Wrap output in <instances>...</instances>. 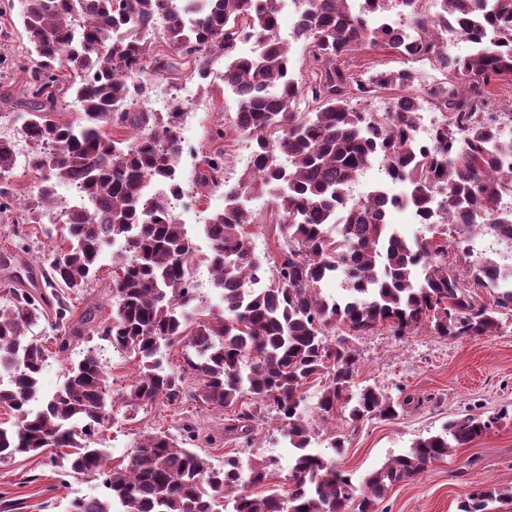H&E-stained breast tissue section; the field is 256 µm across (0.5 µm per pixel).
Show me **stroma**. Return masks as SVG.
I'll use <instances>...</instances> for the list:
<instances>
[{
    "mask_svg": "<svg viewBox=\"0 0 512 512\" xmlns=\"http://www.w3.org/2000/svg\"><path fill=\"white\" fill-rule=\"evenodd\" d=\"M20 7L0 14V132L17 135L24 118L18 101L25 84L23 69L32 54L20 22ZM348 66L360 73L412 68L417 81L412 89L423 108L434 106L433 90L446 86L445 73L431 59L406 61L399 53L384 48H363L353 52ZM237 102L223 82L200 87L196 98L183 104L192 126V151L183 155L180 176L186 189L180 220L194 243V285L202 308L218 305L206 258L210 243L202 232L207 217L224 206V190L209 188L197 192L193 174L210 151L224 153V179L234 184L245 172L243 157L250 150L249 140L230 124ZM224 136L212 137L215 128ZM258 221L244 231L257 254L273 257L282 243L278 213L269 197L250 203ZM62 244L60 237H48L44 225L22 224L16 215L0 217V253L17 254L22 263L39 270L47 264L51 251ZM119 272L111 252H104L95 277L83 293L74 297L76 311L99 306L100 318H107L112 307V280ZM360 364L353 378L354 387L378 386L395 398H412V405L393 421L369 419L356 424L336 416L334 427L315 422L312 452L328 451L331 432L341 433L345 446L336 454L339 469L361 478L380 467L389 457L408 449L422 436L440 431L448 420L466 414L493 415L508 409L481 437L455 449L447 459L432 463L420 476L394 485L380 503L379 512H458V503L484 485L501 489L512 487V312L501 317V327L491 336H464L446 340L427 330L397 338L382 330L357 337ZM96 349L110 375L113 394H123L138 367L133 357L113 350L107 342L91 338L76 344L71 358L79 360L87 349ZM200 429L201 450L212 466L223 465L225 456L243 458L265 456L278 462L276 483H283L292 463V450L276 424L260 425L253 442L220 438L224 414L209 410L199 402L168 405L158 401L138 412L115 404L109 420L94 440L110 452L109 463H126L128 454L149 434L178 432L185 422ZM216 443H209V436ZM100 480L94 475L64 476L54 468L49 455L19 456L0 460V512H69L72 499L94 496Z\"/></svg>",
    "mask_w": 512,
    "mask_h": 512,
    "instance_id": "1",
    "label": "stroma"
}]
</instances>
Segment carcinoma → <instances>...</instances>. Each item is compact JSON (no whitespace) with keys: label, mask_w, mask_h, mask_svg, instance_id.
<instances>
[{"label":"carcinoma","mask_w":512,"mask_h":512,"mask_svg":"<svg viewBox=\"0 0 512 512\" xmlns=\"http://www.w3.org/2000/svg\"><path fill=\"white\" fill-rule=\"evenodd\" d=\"M24 0L21 23L35 62L24 95L28 118L21 136L29 144L27 166L45 172L33 195L13 193L12 141L0 139V214L19 207L28 224L50 215L62 229L65 247L42 269L44 287L32 277H11L0 303V408L10 425H0V460L68 452L53 459L65 475H105L106 495L78 499L70 512H377L395 484L416 477L507 417L466 416L420 437L403 454L356 481L336 463L308 450L313 431L304 409L311 379L325 384L315 414L324 422L349 408L348 420L392 421L410 398L395 399L373 385L349 391L358 367L353 338L384 328L394 336L427 329L453 340L491 336L500 311L512 310V268L491 258L469 263L461 281L448 249L463 258L469 234L478 228L512 242V213L501 207L512 188V138L505 139L491 113L486 87L512 77V0H304L292 38L309 48L311 78L293 74L289 46L277 36L279 0ZM398 7L405 18L394 26L383 14ZM162 27L166 53L154 52L145 34ZM473 42L466 57L448 53L453 27ZM252 41L256 50L237 51ZM364 46H383L405 59L433 58L448 71V86L432 91L447 110L423 145L413 136L415 95H401L385 112H361L353 94L366 98L381 88L410 89V68L375 71L356 78L336 61ZM218 79L238 100L234 129L251 138V166L224 191V209L204 224L211 244V275L223 307L197 317L191 284L194 248L185 225L165 200L147 197L149 184L165 181L183 193L177 175L181 127L173 112L139 107L131 96L146 73L174 74L187 65L189 78ZM74 74L61 84L62 69ZM82 102L76 122L55 112L68 92ZM317 107L299 110L302 95ZM129 135L115 140L112 129ZM386 163L399 191L381 187L354 198L352 185L370 159ZM224 152L204 157L198 188L221 185ZM76 185L95 205L91 215L67 207L58 193ZM270 194L279 211L284 243L278 260L259 277L262 265L242 231L251 223L249 196ZM393 210H409L436 233L412 244L388 222ZM454 235H448V229ZM121 241L119 276L112 283V318L94 322L91 310L73 320L71 296L93 279L103 247ZM344 276L343 300H329L321 283ZM492 299L481 301V293ZM53 309L55 355L67 361L73 344L96 336L139 363L120 397L134 412L163 398L170 405L201 402L224 416V436L249 443L255 426L275 421L295 449L282 493L272 482L273 459L256 457L242 466L236 456L215 468L188 444L198 431L153 434L141 441L123 466H108L91 437L106 420L109 373L92 349L70 367L63 385L43 391L48 358L33 334ZM339 330L336 338L329 333ZM182 346L177 368L163 364L164 349ZM198 378L186 386L185 375ZM263 489L250 493L244 485ZM512 488L489 485L470 493L458 512H512Z\"/></svg>","instance_id":"carcinoma-1"}]
</instances>
